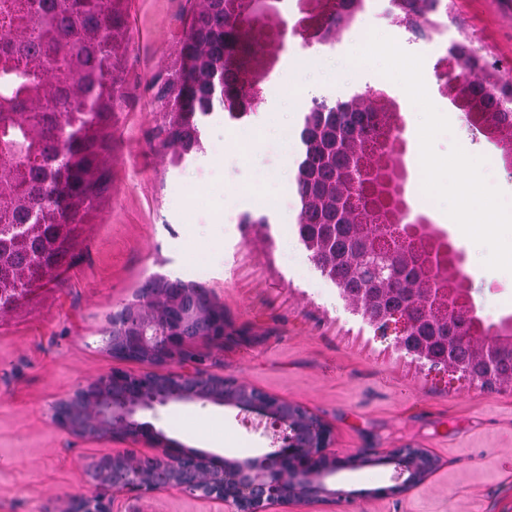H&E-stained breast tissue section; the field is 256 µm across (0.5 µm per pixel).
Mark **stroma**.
<instances>
[{"label": "stroma", "instance_id": "35a3bbf8", "mask_svg": "<svg viewBox=\"0 0 512 512\" xmlns=\"http://www.w3.org/2000/svg\"><path fill=\"white\" fill-rule=\"evenodd\" d=\"M447 37L500 60L512 83V0H448ZM204 0H127L123 96L109 130L108 182L76 232L68 258L10 307L0 309V512H64L89 488L87 465L123 452L148 454L144 442L86 439L57 428L54 405L87 382L120 368L153 371L147 362L107 352L112 317L143 284L164 275L195 284L224 311L222 340L196 341L195 366L301 405L331 431V452L364 464L340 471L336 485L353 502L294 503L274 512H512V388L450 386L376 338L346 309L295 233L300 208L295 166L273 145L279 129L301 119L311 99L347 100L385 88L404 107L410 202L447 227L440 205L424 208L420 115L397 83L381 84L376 67L349 63L370 32L422 55L434 88L441 43L414 39L396 23L390 0H368L365 18L324 46L287 35L276 68L241 138L223 110L203 126L204 149L173 164L155 137L162 115L152 83L169 74ZM271 206L258 208L252 189ZM253 223H245V215ZM265 225H257L258 217ZM466 254L472 294L487 322L512 315V275L487 269L485 247L453 236ZM214 425L197 436L204 417ZM175 445L246 460L282 446V435L232 406L170 404L143 412ZM226 445L215 448L214 442ZM424 449L437 467L420 485L382 496L393 484L386 455ZM116 512H219L178 491L137 502L115 496Z\"/></svg>", "mask_w": 512, "mask_h": 512}]
</instances>
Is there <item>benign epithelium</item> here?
Instances as JSON below:
<instances>
[{
    "instance_id": "obj_1",
    "label": "benign epithelium",
    "mask_w": 512,
    "mask_h": 512,
    "mask_svg": "<svg viewBox=\"0 0 512 512\" xmlns=\"http://www.w3.org/2000/svg\"><path fill=\"white\" fill-rule=\"evenodd\" d=\"M338 0H311L307 16L294 26L299 34L325 28L336 13ZM272 60L263 67L238 71V84L230 95L237 99L256 96ZM443 70L451 79L436 80V91L448 107L460 112L473 133L495 145L506 141L498 131L477 121L464 105L465 79L456 57L448 54ZM172 95L179 96L180 111L190 110L194 97L191 81L170 74ZM363 105L386 111L378 113L375 129L361 138L335 132L332 178L325 192L307 198V207L334 210L346 218L342 229L357 240L353 250L335 252L332 265L354 270L367 282L362 298L345 290L339 294L355 313L374 329L375 336L412 357L421 368L448 385L467 383L481 387H512V372L495 370L497 352L512 347V316L501 319L505 332L487 339L481 308L472 296L464 273L465 252L449 232L434 227L430 218L412 210L408 196L409 171L405 157L408 142L401 106L382 89H369ZM398 286L414 306L426 314L433 327L453 328L460 307H465L469 338L483 336L475 347L482 367L435 358L420 327L419 312H402L384 306L378 290ZM171 289L155 279L143 290L137 312L114 315L107 336L112 354L123 360H150L175 369L153 376L135 375L119 368L87 383L53 410L55 424L76 436L106 438L115 435L144 440L157 449L152 455L128 453L91 461L88 474L95 477L93 489L72 497L66 512H113L107 492L137 500L161 490L176 489L190 497L218 502L225 512H271L275 506L323 501L329 497L347 500L342 489L329 488V479L341 470L356 469L359 458L339 459L330 451V431L303 407L257 389L198 369L188 370L190 343L224 338V318L194 300L184 307L168 299ZM172 403L234 406L283 431L284 445L263 456L243 461L221 459L196 450H172L160 432L139 420L141 413ZM389 462L397 476L395 484L379 491L394 495L422 483L435 469L436 461L420 448H396Z\"/></svg>"
}]
</instances>
